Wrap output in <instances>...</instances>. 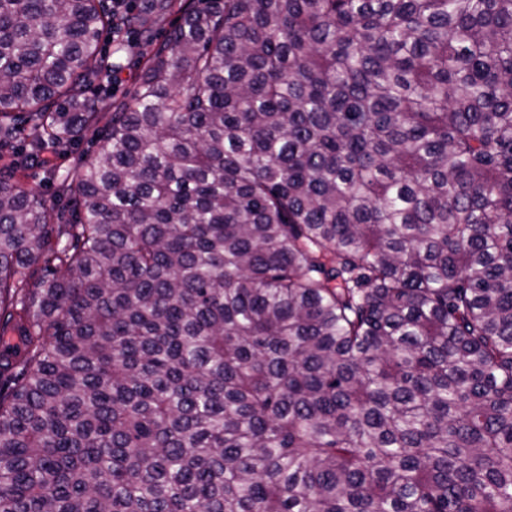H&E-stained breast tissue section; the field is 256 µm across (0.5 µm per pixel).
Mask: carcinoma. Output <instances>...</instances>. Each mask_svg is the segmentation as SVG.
<instances>
[{
	"label": "carcinoma",
	"mask_w": 512,
	"mask_h": 512,
	"mask_svg": "<svg viewBox=\"0 0 512 512\" xmlns=\"http://www.w3.org/2000/svg\"><path fill=\"white\" fill-rule=\"evenodd\" d=\"M102 0H0V512H512V0H203L98 159Z\"/></svg>",
	"instance_id": "obj_1"
}]
</instances>
